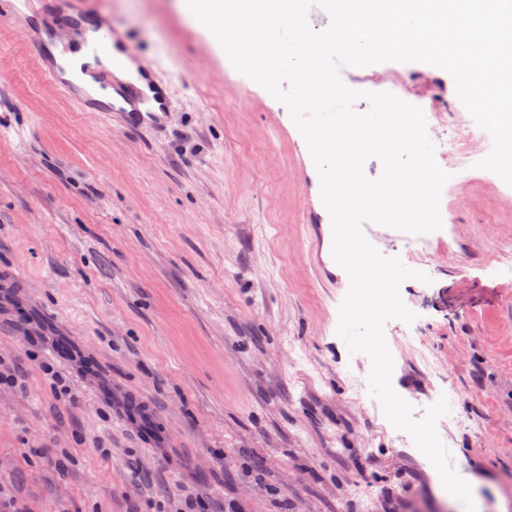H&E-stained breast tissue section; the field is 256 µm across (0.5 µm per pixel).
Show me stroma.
Listing matches in <instances>:
<instances>
[{
	"mask_svg": "<svg viewBox=\"0 0 512 512\" xmlns=\"http://www.w3.org/2000/svg\"><path fill=\"white\" fill-rule=\"evenodd\" d=\"M157 60L160 130L81 111L0 11V499L18 512H465L338 335L349 277L287 107L220 61L178 0H91ZM350 88L459 103L441 69L342 68ZM472 167L441 191L447 250L384 326L395 392L452 399L437 432L476 512H512V195ZM69 337L75 356L51 350ZM70 393L57 396L53 375ZM148 408L120 421L126 397Z\"/></svg>",
	"mask_w": 512,
	"mask_h": 512,
	"instance_id": "35a3bbf8",
	"label": "stroma"
}]
</instances>
